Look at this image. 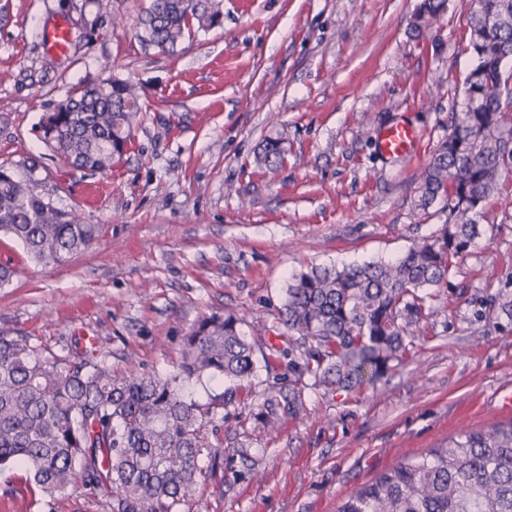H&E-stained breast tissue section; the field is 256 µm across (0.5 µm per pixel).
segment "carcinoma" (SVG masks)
<instances>
[{
  "label": "carcinoma",
  "instance_id": "cac0c4a2",
  "mask_svg": "<svg viewBox=\"0 0 512 512\" xmlns=\"http://www.w3.org/2000/svg\"><path fill=\"white\" fill-rule=\"evenodd\" d=\"M446 0H423L417 28L433 24ZM223 0H149L137 38L172 50L191 33L223 24ZM466 48L476 59L464 79L460 115L420 174L418 206L448 211L439 235L414 243L396 261L313 268L286 290L280 321L294 383L267 385L256 428L271 431L304 410L307 389L327 395L373 386L406 359L420 325L435 317L429 289L447 280L481 235L478 218L512 173V109L501 97L512 80V0H479L468 10ZM141 112L135 85L114 77L68 94L40 121L43 142L68 165L104 172L121 160ZM263 162L275 169L276 141ZM31 157L0 163V231L38 263L61 264L95 240L98 225L58 206L39 189ZM228 313L201 319L184 337L179 372L167 378L119 376L105 363L47 357L0 332V470L26 468L43 496L79 479L107 512H178L211 479L199 460L213 447L207 426L235 390L207 403L181 395L186 379L256 377L257 344ZM338 512H512V421L467 429L406 459L354 491Z\"/></svg>",
  "mask_w": 512,
  "mask_h": 512
}]
</instances>
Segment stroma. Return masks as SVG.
I'll list each match as a JSON object with an SVG mask.
<instances>
[{
  "label": "stroma",
  "mask_w": 512,
  "mask_h": 512,
  "mask_svg": "<svg viewBox=\"0 0 512 512\" xmlns=\"http://www.w3.org/2000/svg\"><path fill=\"white\" fill-rule=\"evenodd\" d=\"M422 0H224V21L173 52L135 38L148 0H9L0 22V161L31 156L39 175L99 227L92 245L60 265L33 262L0 234V330L75 362L118 374L166 377L184 336L231 311L242 333L287 345L279 320L293 276L397 259L438 235L448 215L421 210L419 175L460 110L475 59L465 49L467 0L418 30ZM97 20L83 26L82 17ZM65 20L64 56L40 42ZM135 84L142 119L111 172L64 165L39 139L42 114L77 87L111 77ZM421 133L415 160L380 154L393 121ZM280 141L283 163L256 161ZM482 233L433 288L437 311L404 365L376 387L305 393L299 417L255 432L270 375L258 371L224 407L212 470L180 512H336L358 486L464 429L512 420L498 396L512 387V318L489 300H512V175L479 218ZM263 471L252 480L238 455ZM0 512H104L75 483L31 494L26 471L0 472Z\"/></svg>",
  "instance_id": "35a3bbf8"
}]
</instances>
